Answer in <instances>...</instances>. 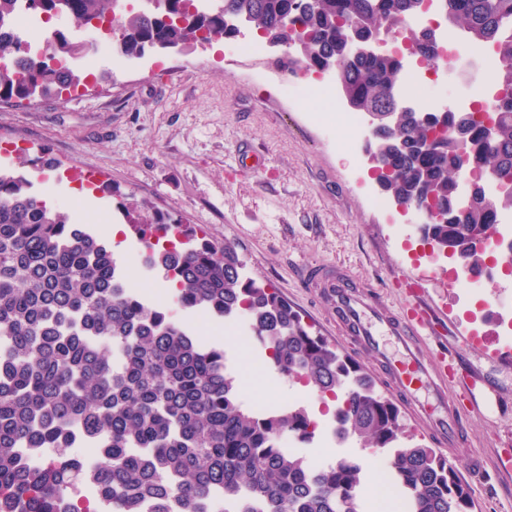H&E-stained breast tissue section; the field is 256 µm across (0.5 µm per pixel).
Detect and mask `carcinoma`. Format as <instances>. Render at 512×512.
Wrapping results in <instances>:
<instances>
[{"instance_id": "1", "label": "carcinoma", "mask_w": 512, "mask_h": 512, "mask_svg": "<svg viewBox=\"0 0 512 512\" xmlns=\"http://www.w3.org/2000/svg\"><path fill=\"white\" fill-rule=\"evenodd\" d=\"M153 13L118 0H0V28L22 6L51 29L43 49L0 34V101L60 96L86 81L63 67L81 54L76 32L115 30L122 54L186 44L207 47L249 26L284 48L293 77L332 72L346 104L375 116L367 141L374 180L409 210L425 207L422 239L481 269L484 245L512 193L476 188L458 207L465 170L492 168L512 183V0H438L446 20L494 48L498 90L489 122L473 112L392 109L404 56L354 54L351 41L394 37L425 0H155ZM407 52L432 65L445 43L411 30ZM150 264L176 286L182 310L226 321L243 316L248 336L275 370L322 396L340 398L355 437L390 458L387 482L405 512H474L468 485L433 449L405 441L397 406L348 355L313 334L277 292L243 275L234 243L136 202L126 204ZM315 437L302 406L247 409L225 369L224 348L184 328L167 308L127 288L112 249L51 206L23 174L0 170V512H360L359 464L325 467L283 447ZM76 448L97 449L88 465Z\"/></svg>"}]
</instances>
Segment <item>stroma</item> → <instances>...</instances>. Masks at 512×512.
Segmentation results:
<instances>
[{
	"mask_svg": "<svg viewBox=\"0 0 512 512\" xmlns=\"http://www.w3.org/2000/svg\"><path fill=\"white\" fill-rule=\"evenodd\" d=\"M117 55L113 48L100 60L99 80L81 99L0 102V144L25 147L0 154V168L29 175L43 162L56 163L36 190L97 234L99 216L125 223L123 205L134 200L201 228L212 241H232L246 274L275 288L313 332L336 345L341 338L303 288L301 269L341 264L396 311L406 301L400 281L416 284L418 302L445 330L443 338L427 337L428 350L454 348L465 371L499 395L490 409L462 399L469 435L443 455L469 483L478 512H512V280L485 268L472 274L473 289L456 287L447 258L425 256L418 224L390 221L373 206L382 191L369 171V135L329 116L346 111L345 101L310 92L313 77L289 79L271 51L230 56L219 42L149 52L120 69L112 66ZM243 147L263 156V166L239 165ZM75 169L94 171L113 193L78 199L65 176ZM112 249L129 288L168 304L162 271L142 262L133 235ZM181 318L193 329L208 324L211 340L223 343L246 407L266 395L278 407L306 405L320 423L315 439L301 447L313 464L367 456L359 441L330 435L332 409L303 401L295 380L272 369L258 342L241 346L223 322L197 312Z\"/></svg>",
	"mask_w": 512,
	"mask_h": 512,
	"instance_id": "stroma-1",
	"label": "stroma"
}]
</instances>
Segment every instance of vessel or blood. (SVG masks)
Returning a JSON list of instances; mask_svg holds the SVG:
<instances>
[{
    "mask_svg": "<svg viewBox=\"0 0 512 512\" xmlns=\"http://www.w3.org/2000/svg\"><path fill=\"white\" fill-rule=\"evenodd\" d=\"M302 279L320 297L342 335L374 354L401 405L411 415L425 418L438 446L463 436L465 419L448 397V366L424 357L421 338L429 325L418 306L392 313L362 282L335 264L309 267ZM384 336L398 345V356L388 354L380 342Z\"/></svg>",
    "mask_w": 512,
    "mask_h": 512,
    "instance_id": "1",
    "label": "vessel or blood"
}]
</instances>
